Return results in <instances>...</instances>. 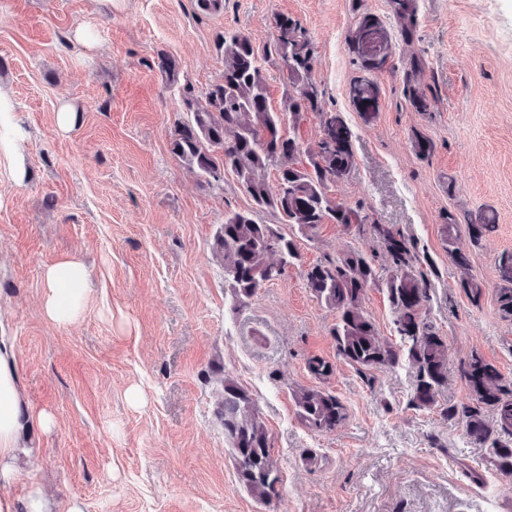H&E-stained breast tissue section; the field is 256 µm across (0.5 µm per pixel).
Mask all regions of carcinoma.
Returning <instances> with one entry per match:
<instances>
[{
  "label": "carcinoma",
  "instance_id": "carcinoma-1",
  "mask_svg": "<svg viewBox=\"0 0 512 512\" xmlns=\"http://www.w3.org/2000/svg\"><path fill=\"white\" fill-rule=\"evenodd\" d=\"M402 34L409 38L416 27V0H392ZM349 48L365 71L384 69L392 54L389 33L375 17L361 16L348 37ZM224 76L199 100L186 89L184 105L190 120L179 124L170 141L171 152L190 168L215 181L219 170H231L252 201V208L224 217L215 236L224 281L231 288L235 308L245 306L257 290L284 276L300 257L297 241L312 242L326 222L352 228L380 243L381 250L364 253L350 249L334 259L310 267L306 286L326 307L338 313L331 330L336 357L356 368L369 383L372 371L400 364L403 354L415 365L417 383L412 402L418 408L438 407L440 388L448 381V342L427 318L429 279L418 266L415 241L394 224H376L361 209L329 195L330 186L348 174L354 163L351 130L339 112L321 108L322 92L312 81L314 49L305 30L292 18L275 19L273 39L263 45L242 33L222 35ZM276 62L287 74L288 92L281 111L269 105L266 64ZM423 62L412 59L405 72L404 95L419 112L430 108L426 90L418 82ZM356 110L366 120L379 108L378 87L367 77L349 89ZM319 117L321 136L313 150L303 147L298 132L308 113ZM278 172L276 187L268 183L269 168ZM269 212L278 224L256 220ZM489 212L448 215L442 225L448 255L461 272L460 288L474 305L480 303L482 284L470 273L469 257L456 250L464 229L478 243L494 231ZM498 274L497 304L501 317L512 319V252L495 259ZM385 271L380 276L379 271ZM370 286L385 294L394 315L401 345L383 340L363 300ZM306 370L319 384L296 386L291 396L300 421L309 429L331 432L346 418L345 406L323 384L335 365L320 356L306 361ZM469 398L440 408L449 421L460 423L469 439L484 448L487 463L498 474L512 478V380L473 353L460 365ZM224 426V444L232 459L246 468L236 470L238 482L266 506L280 498L268 470L274 464L271 439L250 392L224 376L223 398L217 410Z\"/></svg>",
  "mask_w": 512,
  "mask_h": 512
}]
</instances>
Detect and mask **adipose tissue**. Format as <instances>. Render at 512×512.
Returning <instances> with one entry per match:
<instances>
[{
    "label": "adipose tissue",
    "instance_id": "adipose-tissue-1",
    "mask_svg": "<svg viewBox=\"0 0 512 512\" xmlns=\"http://www.w3.org/2000/svg\"><path fill=\"white\" fill-rule=\"evenodd\" d=\"M44 279L47 317L63 327L78 321L86 300L83 287L87 279L85 265L76 259H61L46 268ZM12 359V351L7 346H0V480L5 482L13 479L16 460L25 451L21 441L22 412Z\"/></svg>",
    "mask_w": 512,
    "mask_h": 512
}]
</instances>
